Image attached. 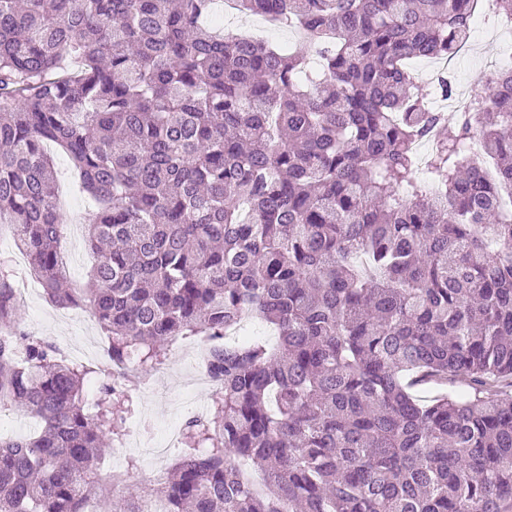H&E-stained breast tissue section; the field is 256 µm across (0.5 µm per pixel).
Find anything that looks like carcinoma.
<instances>
[{
	"label": "carcinoma",
	"instance_id": "carcinoma-1",
	"mask_svg": "<svg viewBox=\"0 0 512 512\" xmlns=\"http://www.w3.org/2000/svg\"><path fill=\"white\" fill-rule=\"evenodd\" d=\"M236 2L320 77L215 29V0H0V224L115 368L26 333L0 269V408L39 421L0 438V512H512V68L442 136L408 69L464 47L479 0ZM48 144L97 203L83 288ZM255 320L275 343L237 338ZM186 337L211 413L160 493L107 484L127 363Z\"/></svg>",
	"mask_w": 512,
	"mask_h": 512
}]
</instances>
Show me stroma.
Segmentation results:
<instances>
[{
	"label": "stroma",
	"mask_w": 512,
	"mask_h": 512,
	"mask_svg": "<svg viewBox=\"0 0 512 512\" xmlns=\"http://www.w3.org/2000/svg\"><path fill=\"white\" fill-rule=\"evenodd\" d=\"M224 28L279 44L294 39L292 32L274 28L262 17L235 10L225 13ZM482 28L481 37L467 44L448 64L455 91L483 93L489 64L512 52V36L508 35L506 25L486 22ZM53 156L58 186L66 194V220L85 216L94 210L93 200L77 187L66 155L57 150ZM19 316L26 332L54 342L69 360L110 368L107 341L94 317L85 318L80 310L69 313L54 306L41 289L21 301ZM200 345L195 338L178 341L168 359L146 373L137 365L128 366L133 380L130 394L136 404L132 418L140 424L139 436L136 444L124 441L109 450L102 472L119 474L125 484L144 488L178 455L181 447L167 444L168 434L174 429L183 430L189 418L207 414L211 405L212 387L200 379L192 358ZM131 459L137 462L132 469L127 466Z\"/></svg>",
	"instance_id": "stroma-1"
}]
</instances>
